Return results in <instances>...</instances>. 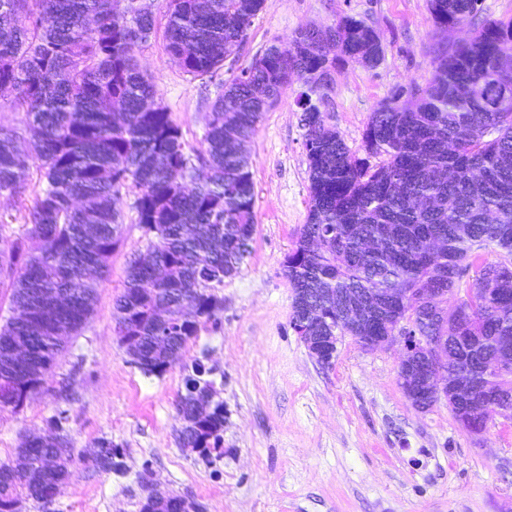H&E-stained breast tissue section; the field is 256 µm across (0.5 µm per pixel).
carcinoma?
<instances>
[{
  "label": "carcinoma",
  "mask_w": 512,
  "mask_h": 512,
  "mask_svg": "<svg viewBox=\"0 0 512 512\" xmlns=\"http://www.w3.org/2000/svg\"><path fill=\"white\" fill-rule=\"evenodd\" d=\"M114 0H0V92L15 93L31 151L18 130L0 123V196L17 201L24 232L9 237L0 216V276L8 280L10 316L0 325V376L28 356L36 366L0 396V411L17 412L28 390L44 391L68 340L92 318L100 282L120 246L122 197L147 236L154 276L138 260L126 270L113 305L115 332L133 361L162 376L180 359L200 325L217 322L214 289L250 254L255 232V185L246 145L264 112L288 86L323 77L336 62L376 67L379 34L364 20L298 33L284 57L274 42L229 82L224 59L245 41L263 0H166L167 52L183 72L218 82L200 148L186 152L180 125L162 105L136 52L155 32L146 10L112 13ZM480 0H429L436 26L472 21ZM434 70L424 88L400 89L371 113L363 133L367 156L356 157L328 124L325 102L304 103V147L310 202L295 248L284 261L292 288L291 321L332 295L337 300L388 296L407 289L453 290L473 272L470 317L447 338L451 366L478 379L499 398L491 411L448 400L464 424L512 416V262H486L475 251L495 246L512 256V112L492 108L497 75L512 93V19L488 20L461 46L433 47ZM382 156L372 166L369 157ZM35 165L38 189L27 195L24 172ZM197 308L187 321L183 309ZM401 313L427 336L442 329L421 307ZM345 325L340 310L311 336ZM166 345L158 346L159 337ZM177 411L181 445L208 459L221 456L224 402L202 417L195 391L212 381L183 379ZM119 454L103 441L97 469L122 471ZM68 445L38 438L28 452L0 462V512L15 501L48 509L52 488L72 475Z\"/></svg>",
  "instance_id": "carcinoma-1"
}]
</instances>
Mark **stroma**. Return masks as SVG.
Segmentation results:
<instances>
[{
	"mask_svg": "<svg viewBox=\"0 0 512 512\" xmlns=\"http://www.w3.org/2000/svg\"><path fill=\"white\" fill-rule=\"evenodd\" d=\"M363 19L381 38L382 59L369 69L336 67L328 123L356 156L377 105L400 88L423 87L443 37L429 0H264L246 41L224 62L231 80L270 42L290 47L300 29ZM164 105L198 146L219 93L183 73L155 34L136 54ZM293 82L265 112L247 145L255 184L256 226L250 255L216 293L217 322L201 325L163 376L130 364L115 332L113 302L130 262L147 239L124 196L123 243L98 290L95 313L58 360L47 391L16 413L0 412V462L20 437L46 434L65 411L74 476L51 512H139L140 476L195 500L201 512H512V420L495 419L482 437L463 430L447 402L412 406L398 382L402 345L362 348L346 336L332 365L311 358L291 327L292 290L283 267L306 221L308 161ZM212 371L224 403V455L210 461L179 443L176 401L185 370ZM111 441L122 475L95 469L100 441Z\"/></svg>",
	"mask_w": 512,
	"mask_h": 512,
	"instance_id": "obj_1",
	"label": "stroma"
}]
</instances>
